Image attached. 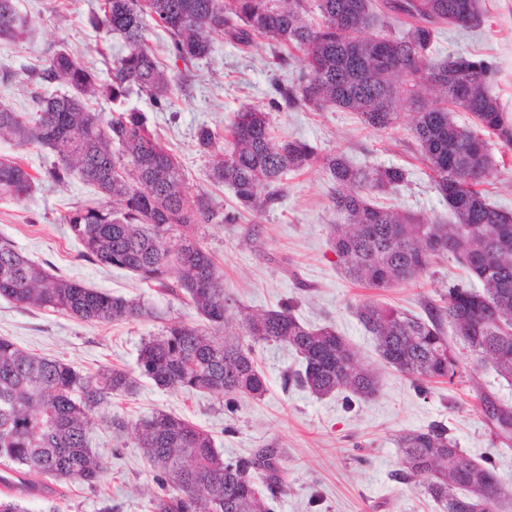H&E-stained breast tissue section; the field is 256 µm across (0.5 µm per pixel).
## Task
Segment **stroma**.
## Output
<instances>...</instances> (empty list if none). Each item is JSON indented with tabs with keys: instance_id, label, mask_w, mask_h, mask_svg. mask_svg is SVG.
Instances as JSON below:
<instances>
[{
	"instance_id": "obj_1",
	"label": "stroma",
	"mask_w": 512,
	"mask_h": 512,
	"mask_svg": "<svg viewBox=\"0 0 512 512\" xmlns=\"http://www.w3.org/2000/svg\"><path fill=\"white\" fill-rule=\"evenodd\" d=\"M29 20L20 43H0V102L16 111L30 107L26 87L32 70L59 48L107 79L114 57L122 50L120 38L99 41L87 25L98 0H15ZM479 27H444L433 51L435 57L462 55L491 61L498 70L492 88L506 112L512 113V0H479ZM213 52L185 72L165 110L147 97H131L130 108L146 115L152 129L179 158L193 190L209 195L217 209L228 211L235 198L227 187L208 177V162L195 146L200 125L223 130L234 113L245 107L269 109L273 80L292 81L300 71L297 60L287 66L271 63L272 48L245 50L223 33L211 35ZM393 129L376 133L357 115L341 109L322 111L269 110L272 130L280 138L308 141L319 153H345L359 165H397L409 169L408 185L388 198L389 204L429 220H450L448 207L434 189L427 167L417 158L410 128L414 113L408 103L398 107ZM492 164L482 190L488 201L512 211V147L492 143ZM331 182L318 166L288 173L284 193L274 208L246 213L234 224L201 228L205 246L224 272V290L242 310L273 309L294 304V313L311 325L333 324L357 353L361 363L381 381L377 397L345 409L336 396L317 397L285 385L284 374L298 360L286 347L261 344L258 364L267 380L261 399L238 397L234 408L207 391L183 393L160 388L143 378L135 395L115 397L110 408L93 416L91 446L102 455L105 470L96 488L77 484L49 487L30 497L28 512H149V500L158 487L152 470L135 448L130 428L141 415L161 410L178 415L208 431L216 448L235 456L258 448L282 452L288 493L275 512H436L423 489L395 480L403 466L397 445L400 433L432 422L448 425L460 448L475 460L491 455L506 490L512 492V452L497 454L496 426L482 409V399L512 408V382L498 376L491 362L456 349L463 379L454 384L434 383L427 396H418L410 380L387 366L355 316V307L374 301L422 314L424 298L449 282L464 279L453 261L438 262L416 283L384 290L350 282L331 250L335 220L330 202ZM95 190L79 178L63 185L43 181L25 200H0V238H6L51 272L86 287L128 299L149 302L152 317L135 322L89 325L47 309L0 298V336L18 348L62 360L84 373L110 367L137 369L142 340L173 320L200 323L185 299L141 282L136 275L80 258V244L71 238L63 217L71 206L93 198ZM475 380H468V373ZM120 416L127 430L116 431L110 419Z\"/></svg>"
}]
</instances>
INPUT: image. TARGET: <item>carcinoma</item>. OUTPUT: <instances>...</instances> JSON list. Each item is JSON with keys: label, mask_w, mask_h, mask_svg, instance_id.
<instances>
[{"label": "carcinoma", "mask_w": 512, "mask_h": 512, "mask_svg": "<svg viewBox=\"0 0 512 512\" xmlns=\"http://www.w3.org/2000/svg\"><path fill=\"white\" fill-rule=\"evenodd\" d=\"M395 19L400 31L386 29ZM168 37L169 52L189 70L212 50L208 33L220 31L246 48L260 40L282 50L279 65L295 52L303 67L295 80L274 84L272 109L320 111L336 107L360 115L376 131L392 128L401 101L415 118L411 135L432 182L447 203L451 223L426 221L382 198L409 182L401 166H361L342 153L321 155L300 139H279L269 113L246 107L224 128V142L206 125L197 128L198 151L209 176L228 187L234 209L221 212L195 194L180 162L140 112L105 113L132 93L162 110L177 75L148 45V22ZM480 23L478 0H101L88 24L123 41L105 81L66 48L35 71L31 110L0 102V139L33 146L56 157L44 175L55 183L77 176L101 195L64 215L70 235L91 263L124 269L166 291L185 296L205 326L173 322L144 340L139 375L183 392L206 390L231 405L267 390L255 345L286 346L300 368L285 382L318 396L340 394L345 404L367 402L380 380L357 358L331 324L301 322L293 306L247 313L243 342L231 331L240 308L224 293V274L204 245V224H234L245 212L267 210L282 198L289 171L317 164L332 184L336 217L332 251L345 275L369 288L411 283L445 257L471 279L448 285L424 301L425 316L367 301L356 316L379 356L421 395L432 383L463 377L446 328L478 360L512 381V212L487 201L478 189L492 164V139L512 146V116L489 88L495 65L486 59L448 56L431 49L445 25ZM28 21L15 0H0V43L22 40ZM64 85L58 95L51 85ZM472 114L475 127L457 124L453 109ZM37 178L18 160L0 158V197L20 200ZM0 297L65 312L89 325L152 316L141 301L87 288L29 258L0 239ZM138 380L116 368L92 374L58 359L35 356L0 337V480L22 482L0 497V512H25L23 497L51 484L94 487L104 460L90 446L95 411L112 396L136 394ZM135 442L160 489L150 512H274L288 492L277 448L225 457L213 437L178 416L158 411L134 423ZM403 468L395 478L423 485L439 512H499L507 497L495 462L473 459L434 421L400 436Z\"/></svg>", "instance_id": "obj_1"}]
</instances>
